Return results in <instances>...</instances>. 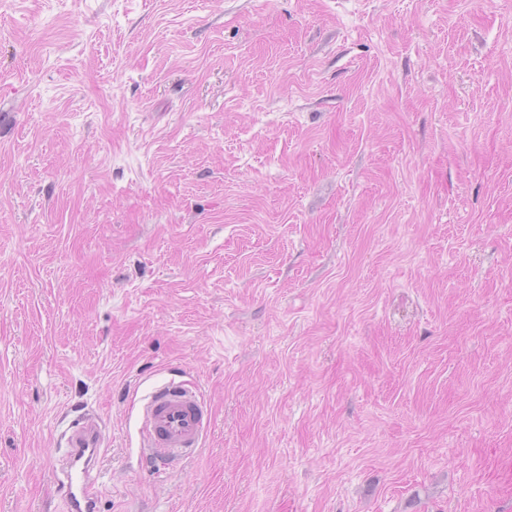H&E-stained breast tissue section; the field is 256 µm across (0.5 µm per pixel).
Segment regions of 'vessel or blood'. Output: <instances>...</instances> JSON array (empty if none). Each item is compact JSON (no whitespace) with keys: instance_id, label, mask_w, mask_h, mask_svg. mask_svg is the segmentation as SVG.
<instances>
[{"instance_id":"obj_1","label":"vessel or blood","mask_w":512,"mask_h":512,"mask_svg":"<svg viewBox=\"0 0 512 512\" xmlns=\"http://www.w3.org/2000/svg\"><path fill=\"white\" fill-rule=\"evenodd\" d=\"M206 423L199 392L175 381L153 387L141 411L146 458L167 464L193 458ZM63 440L67 452L62 468L54 475L55 489L66 512H97L94 470L101 454V426L94 417L80 415Z\"/></svg>"}]
</instances>
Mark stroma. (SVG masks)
Instances as JSON below:
<instances>
[{
    "label": "stroma",
    "mask_w": 512,
    "mask_h": 512,
    "mask_svg": "<svg viewBox=\"0 0 512 512\" xmlns=\"http://www.w3.org/2000/svg\"><path fill=\"white\" fill-rule=\"evenodd\" d=\"M86 411L99 512H512V0H0V512ZM206 423V409L197 390L175 381L153 387L141 411L143 455L167 464L193 458Z\"/></svg>",
    "instance_id": "obj_1"
}]
</instances>
